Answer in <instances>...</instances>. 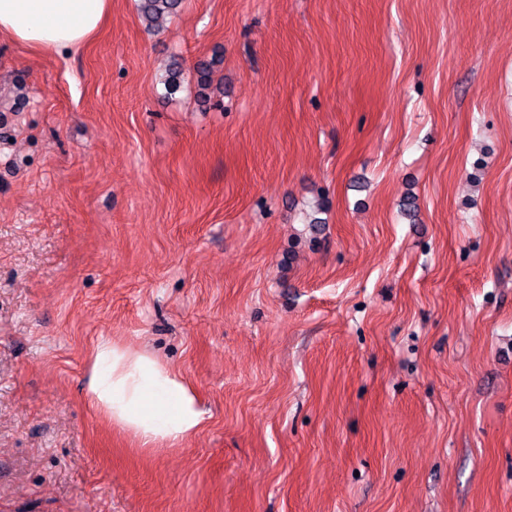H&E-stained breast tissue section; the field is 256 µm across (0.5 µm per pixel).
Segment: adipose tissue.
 <instances>
[{"mask_svg":"<svg viewBox=\"0 0 512 512\" xmlns=\"http://www.w3.org/2000/svg\"><path fill=\"white\" fill-rule=\"evenodd\" d=\"M111 10L112 0H0V37L37 52L76 51L97 35ZM86 399L143 448L181 443L203 422L180 372L147 350L109 339L94 347Z\"/></svg>","mask_w":512,"mask_h":512,"instance_id":"obj_1","label":"adipose tissue"}]
</instances>
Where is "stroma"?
<instances>
[{
  "label": "stroma",
  "mask_w": 512,
  "mask_h": 512,
  "mask_svg": "<svg viewBox=\"0 0 512 512\" xmlns=\"http://www.w3.org/2000/svg\"><path fill=\"white\" fill-rule=\"evenodd\" d=\"M4 113L0 512H512V0H184L153 33L112 0L79 51L0 39ZM103 337L201 430L104 422ZM88 403L130 431L141 448L179 444L197 433L203 410L183 375L146 349L101 339L86 387Z\"/></svg>",
  "instance_id": "35a3bbf8"
}]
</instances>
